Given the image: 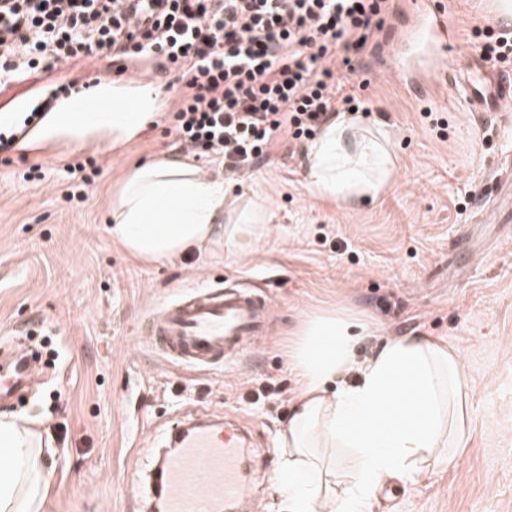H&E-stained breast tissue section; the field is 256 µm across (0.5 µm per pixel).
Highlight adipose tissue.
Returning a JSON list of instances; mask_svg holds the SVG:
<instances>
[{
    "instance_id": "adipose-tissue-1",
    "label": "adipose tissue",
    "mask_w": 512,
    "mask_h": 512,
    "mask_svg": "<svg viewBox=\"0 0 512 512\" xmlns=\"http://www.w3.org/2000/svg\"><path fill=\"white\" fill-rule=\"evenodd\" d=\"M96 91L130 110L113 115L111 125L85 128L71 120L83 102L74 94L58 101L47 131L78 147L102 137L122 144L158 115L153 86L103 83ZM357 123L346 114L332 118L310 145L304 179L318 199L353 207L392 182L387 131L367 136ZM110 217L127 253L152 262L222 238L250 250L271 221L261 200L239 202L190 162L171 158L131 169ZM365 331L354 314L335 310L307 316L297 332L288 364L301 390L276 475L286 512H371L384 484L416 482L424 462L464 441L468 393L458 353L407 336L360 364L355 348ZM44 434L37 422L0 415V512H43Z\"/></svg>"
}]
</instances>
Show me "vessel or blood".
Masks as SVG:
<instances>
[{
    "instance_id": "b4317fda",
    "label": "vessel or blood",
    "mask_w": 512,
    "mask_h": 512,
    "mask_svg": "<svg viewBox=\"0 0 512 512\" xmlns=\"http://www.w3.org/2000/svg\"><path fill=\"white\" fill-rule=\"evenodd\" d=\"M415 21L398 45L399 81L424 96L429 84L416 74L433 60H446L457 40L448 18L433 4L418 5ZM459 93L473 112H498L512 100V73H489L471 65ZM116 105L88 101L74 120L93 127L110 121ZM266 296L241 288L204 286L183 293L150 314L149 342L168 358L191 367H217L237 359L249 339L270 320ZM249 432L210 415L171 425L168 446L151 473L155 512H249L254 480L245 458Z\"/></svg>"
}]
</instances>
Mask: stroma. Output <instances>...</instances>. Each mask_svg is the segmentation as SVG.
Returning a JSON list of instances; mask_svg holds the SVG:
<instances>
[{"instance_id": "stroma-1", "label": "stroma", "mask_w": 512, "mask_h": 512, "mask_svg": "<svg viewBox=\"0 0 512 512\" xmlns=\"http://www.w3.org/2000/svg\"><path fill=\"white\" fill-rule=\"evenodd\" d=\"M443 3L459 40L433 96L411 95L392 75L393 43L409 23L404 0L350 78L370 107L363 123L393 134L395 177L378 199L350 209L315 198L302 150L276 149L240 181L197 160L234 195L261 197L270 209L252 253L208 244L147 262L110 232L127 170L181 155L167 133L174 89H163L156 120L131 142L77 150L60 140L48 154L36 127L23 149L0 154V360L10 361L29 332L47 336L52 354L27 397L0 400V412L34 419L52 437L44 512H147L126 491L136 464L148 463L153 437L172 418L203 413L250 428L263 449L253 461L267 474L255 512H281L280 436L298 393L288 348L306 316L335 308L373 328L359 357L390 339L428 336L458 351L468 388L469 427L453 461L427 468L415 484L388 482L373 512H512V194L499 179L512 157V107L472 112L458 92L475 52L472 31L493 17L490 0ZM107 67L89 64L77 83L63 69L0 92L10 114L0 133L11 134L42 100L108 79ZM431 111L447 119L446 133L431 125ZM73 158L101 169L83 202L63 196ZM198 283L247 288L273 304L264 335L231 366L166 362L139 334L146 311Z\"/></svg>"}]
</instances>
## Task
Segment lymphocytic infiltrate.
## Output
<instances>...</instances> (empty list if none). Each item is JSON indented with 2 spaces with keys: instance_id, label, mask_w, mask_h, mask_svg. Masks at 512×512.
<instances>
[{
  "instance_id": "1",
  "label": "lymphocytic infiltrate",
  "mask_w": 512,
  "mask_h": 512,
  "mask_svg": "<svg viewBox=\"0 0 512 512\" xmlns=\"http://www.w3.org/2000/svg\"><path fill=\"white\" fill-rule=\"evenodd\" d=\"M396 0H0V91L65 66L157 68L179 92L171 133L236 175L315 138L336 113L367 111L346 79ZM493 69L512 29H475Z\"/></svg>"
}]
</instances>
